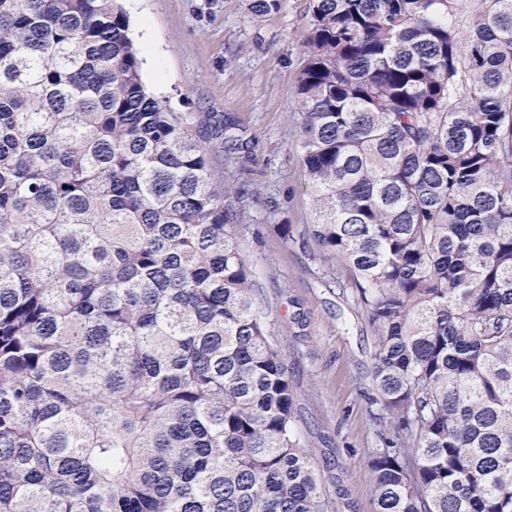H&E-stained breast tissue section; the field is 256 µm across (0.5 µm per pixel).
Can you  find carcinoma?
Instances as JSON below:
<instances>
[{
  "label": "carcinoma",
  "mask_w": 512,
  "mask_h": 512,
  "mask_svg": "<svg viewBox=\"0 0 512 512\" xmlns=\"http://www.w3.org/2000/svg\"><path fill=\"white\" fill-rule=\"evenodd\" d=\"M308 15L310 234L374 340L375 512H512V0ZM129 28L0 0V512H327L239 186Z\"/></svg>",
  "instance_id": "obj_1"
}]
</instances>
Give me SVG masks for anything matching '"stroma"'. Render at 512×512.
Segmentation results:
<instances>
[{
	"instance_id": "stroma-1",
	"label": "stroma",
	"mask_w": 512,
	"mask_h": 512,
	"mask_svg": "<svg viewBox=\"0 0 512 512\" xmlns=\"http://www.w3.org/2000/svg\"><path fill=\"white\" fill-rule=\"evenodd\" d=\"M306 4L284 0L280 10L257 15L248 0H122L134 43L147 34L156 48L141 61L143 82L175 111L191 113L215 180L236 164L212 136L211 117L231 114L248 144L252 162L239 177L247 189L239 244L287 355L296 437L314 461L331 512H373V338L315 244L299 239L314 221L294 116ZM283 224L297 241L282 237Z\"/></svg>"
}]
</instances>
